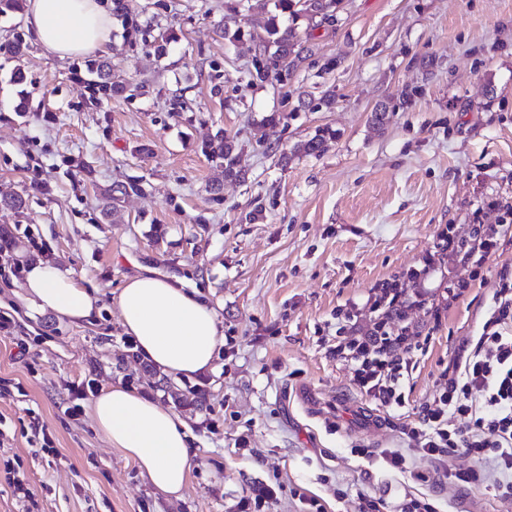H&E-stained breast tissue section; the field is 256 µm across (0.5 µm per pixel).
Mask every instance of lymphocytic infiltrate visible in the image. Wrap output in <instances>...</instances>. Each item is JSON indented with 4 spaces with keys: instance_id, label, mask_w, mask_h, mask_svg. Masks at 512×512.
Wrapping results in <instances>:
<instances>
[{
    "instance_id": "f902f5d3",
    "label": "lymphocytic infiltrate",
    "mask_w": 512,
    "mask_h": 512,
    "mask_svg": "<svg viewBox=\"0 0 512 512\" xmlns=\"http://www.w3.org/2000/svg\"><path fill=\"white\" fill-rule=\"evenodd\" d=\"M512 237V225L492 230L475 227L472 237L441 235L438 253H451L483 272L501 239ZM489 318L475 340L466 343L448 379L421 411L419 426L403 428L420 455L444 465L449 453L465 449L477 463L474 470L451 473V480L478 482L483 465H492L499 496L512 502V279L500 276ZM405 328L375 324L361 336L344 337L336 355L354 366L358 389L381 405L403 407Z\"/></svg>"
}]
</instances>
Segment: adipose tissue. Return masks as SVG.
I'll return each mask as SVG.
<instances>
[{
	"mask_svg": "<svg viewBox=\"0 0 512 512\" xmlns=\"http://www.w3.org/2000/svg\"><path fill=\"white\" fill-rule=\"evenodd\" d=\"M26 23L36 43L62 58L104 53L112 43V14L103 0H28ZM22 288L31 308L72 323L99 314L96 296L54 262L29 265ZM115 302L144 360L175 377L212 370L224 334L198 291L145 268L124 282ZM91 416L110 447L131 459L157 491L182 497L196 453L177 414L116 383L93 398Z\"/></svg>",
	"mask_w": 512,
	"mask_h": 512,
	"instance_id": "ef3b65f1",
	"label": "adipose tissue"
}]
</instances>
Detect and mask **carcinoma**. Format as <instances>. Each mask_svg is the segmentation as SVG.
Wrapping results in <instances>:
<instances>
[{
    "label": "carcinoma",
    "instance_id": "carcinoma-1",
    "mask_svg": "<svg viewBox=\"0 0 512 512\" xmlns=\"http://www.w3.org/2000/svg\"><path fill=\"white\" fill-rule=\"evenodd\" d=\"M273 10L269 12L258 49V59L253 63L255 76L265 80L270 76L266 61L276 57L281 69L291 74L302 61L301 51L296 49L299 32L294 22L300 18L311 20L302 0H271ZM113 12L125 21L128 33L144 36L148 28L142 26L133 13L130 0H113ZM336 138V131L326 127L319 128L315 134L303 144L308 155L320 154L327 141ZM202 153L211 159L220 161L224 166V178L241 181L246 177L242 166L241 151L234 138L218 131L211 139L201 146Z\"/></svg>",
    "mask_w": 512,
    "mask_h": 512
}]
</instances>
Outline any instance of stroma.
<instances>
[{
    "label": "stroma",
    "instance_id": "stroma-1",
    "mask_svg": "<svg viewBox=\"0 0 512 512\" xmlns=\"http://www.w3.org/2000/svg\"><path fill=\"white\" fill-rule=\"evenodd\" d=\"M224 4L133 0L150 40L129 41L117 22L109 53L64 59L28 40L23 14L0 16V43L27 40L21 60L0 54V194L27 197L21 211L0 208V247L54 261L101 306L94 323L72 324L26 307L20 277H0V315L15 322L0 334V512H22L23 486L37 512H239L266 487L275 498L261 512H308L311 499L324 512H395L413 499L435 512H505L493 479L439 483L428 458L412 455L402 473L383 453L409 448L402 428L480 332L500 275H512V239L483 277L448 254L408 281L430 304L406 314L403 408L354 386L336 322L351 309L370 328L375 285L417 267L440 233L512 222V0H344L303 35L284 85L252 78L255 44L225 36ZM166 29L176 39L160 54L153 39ZM104 59L124 90L96 98L89 67ZM23 100L28 111L16 112ZM273 112L280 121L262 125ZM325 127L336 139L301 152ZM220 130L242 149L245 181L225 180L201 151ZM129 177L141 192L107 211L105 194ZM144 267L214 309L231 343L212 371L145 372L115 304ZM452 281L468 288L450 303ZM117 382L185 422L200 465L182 498L156 491L96 430L90 400ZM294 385L316 390L314 412ZM196 388L204 406L179 405ZM77 390L82 412L70 418ZM357 405L382 417L379 436L351 426Z\"/></svg>",
    "mask_w": 512,
    "mask_h": 512
}]
</instances>
